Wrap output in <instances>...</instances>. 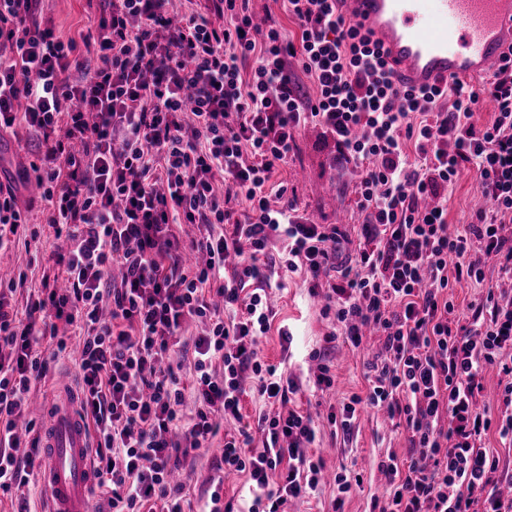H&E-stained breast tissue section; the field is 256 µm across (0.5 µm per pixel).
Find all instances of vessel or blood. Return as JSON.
Returning <instances> with one entry per match:
<instances>
[{
  "instance_id": "b4317fda",
  "label": "vessel or blood",
  "mask_w": 512,
  "mask_h": 512,
  "mask_svg": "<svg viewBox=\"0 0 512 512\" xmlns=\"http://www.w3.org/2000/svg\"><path fill=\"white\" fill-rule=\"evenodd\" d=\"M337 10L368 31L401 88L493 75L512 47V0H339ZM59 384L64 393L45 414L39 436L48 512H90L93 443L78 393L67 378Z\"/></svg>"
}]
</instances>
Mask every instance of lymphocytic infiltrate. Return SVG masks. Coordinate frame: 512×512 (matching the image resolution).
<instances>
[{
  "mask_svg": "<svg viewBox=\"0 0 512 512\" xmlns=\"http://www.w3.org/2000/svg\"><path fill=\"white\" fill-rule=\"evenodd\" d=\"M36 2L0 0V130L35 135L47 222L70 245L52 251L24 304L12 298L25 275L0 280V492L34 493L37 455L14 450L70 334L96 487L112 512H184L175 471L209 453L224 419L241 420L249 384L287 407L260 418L261 447L244 429L224 442L225 472L249 475V512L316 491L325 463L308 453L314 419L289 406L298 383L257 353L272 316L259 259L279 240L288 270L324 289L321 313L345 343L359 348L371 327L384 338L367 395L335 423L347 435L360 409L382 408L410 433L405 460L378 464L376 512H512L500 459L482 446L494 431L512 447V294L487 290L465 314L448 298L453 282H484L486 257L512 282V50L479 85L402 89L336 0H282L294 35L272 19L257 26L249 0H198L184 16L175 0H101L79 42L41 25ZM486 100L495 112L481 124ZM311 117L360 170L361 223H308L272 181ZM466 170L491 206L453 228L448 191ZM180 224L204 228L190 241L201 263L180 265ZM27 226L13 185L0 183V246ZM197 320L207 329L192 339L186 386L175 347ZM493 365L506 378L496 419L478 406ZM189 393L198 408L186 419Z\"/></svg>",
  "mask_w": 512,
  "mask_h": 512,
  "instance_id": "lymphocytic-infiltrate-1",
  "label": "lymphocytic infiltrate"
}]
</instances>
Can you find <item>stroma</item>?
Here are the masks:
<instances>
[{
	"mask_svg": "<svg viewBox=\"0 0 512 512\" xmlns=\"http://www.w3.org/2000/svg\"><path fill=\"white\" fill-rule=\"evenodd\" d=\"M98 11L97 0H39L36 6L38 20L51 22L57 37L63 40L87 33L89 18ZM35 153V138L26 129L0 132V180L13 181L17 197L23 202L30 197L31 188L22 174L29 170ZM334 153V143L325 130L316 122L307 121L297 130L295 147L273 180L287 183V199L315 222L333 224L342 216L347 223L356 224L360 216L352 187L359 174L352 168H335ZM486 203L476 174L463 172L448 193L449 224L468 223L473 209ZM46 216L43 209L33 210L30 221L37 238L30 246L9 244L0 248V267L24 272L30 288L40 287L42 268L54 242V230ZM282 249L279 241L269 249V260L274 264L269 279L273 318L270 331L261 340L258 357L262 363L277 366L284 375L298 378L301 388L294 403L314 413L316 420L317 437L310 454L322 457L328 472L346 469L362 473L364 484L346 498L344 512H371V499L382 493L384 484L377 464L391 453L405 455L409 433L397 421L364 413L355 421L351 434L343 436L334 433L327 414L330 408H341L352 395L366 394V363L381 351L383 339L369 337L364 348L355 351L339 341L325 343L329 323L321 316L317 299L310 297L305 275L279 265ZM320 349L326 351L336 373L334 390L324 393L315 390L307 378L309 356ZM189 483L191 512H201L216 489L224 499L237 500L240 512H247L250 498L245 476H225L213 460L206 458L196 464Z\"/></svg>",
	"mask_w": 512,
	"mask_h": 512,
	"instance_id": "1",
	"label": "stroma"
}]
</instances>
